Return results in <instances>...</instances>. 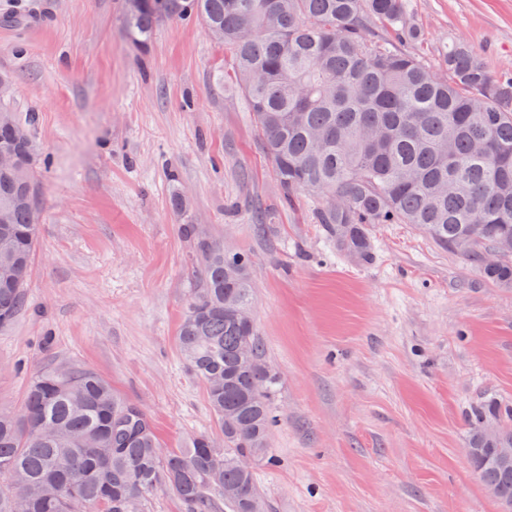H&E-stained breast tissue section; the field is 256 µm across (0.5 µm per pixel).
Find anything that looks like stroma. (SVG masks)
<instances>
[{"instance_id": "35a3bbf8", "label": "stroma", "mask_w": 512, "mask_h": 512, "mask_svg": "<svg viewBox=\"0 0 512 512\" xmlns=\"http://www.w3.org/2000/svg\"><path fill=\"white\" fill-rule=\"evenodd\" d=\"M430 63L464 37L512 72V0H408ZM125 0H0V71L40 158L26 305L0 328V412L31 376L79 366L151 416L163 443L213 432L176 347L200 235L252 258V317L279 380L269 512H501L467 454L475 408L512 405V288L409 224H378L358 263L283 195L230 61L198 22L149 45ZM189 202L171 208L173 194Z\"/></svg>"}]
</instances>
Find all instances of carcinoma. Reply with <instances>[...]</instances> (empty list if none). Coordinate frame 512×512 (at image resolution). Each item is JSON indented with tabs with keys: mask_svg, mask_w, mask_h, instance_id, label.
<instances>
[{
	"mask_svg": "<svg viewBox=\"0 0 512 512\" xmlns=\"http://www.w3.org/2000/svg\"><path fill=\"white\" fill-rule=\"evenodd\" d=\"M165 19L198 21L231 52L284 200L322 194L318 222L347 257L370 258L374 224H414L512 288V76L489 70L468 41L453 39L434 65L403 49L421 39L407 0H127L126 36L145 47ZM0 111V149L18 155V169L0 173V253L26 280L40 231L37 159L16 140L28 129L7 100ZM182 231L195 238L201 287L176 345L222 440L200 433L165 450L146 411L107 379L46 369L19 414H0V512H125L160 487L185 512H266L256 465L272 463L277 377L239 315L252 305V261L192 224ZM25 303V289L0 282V326ZM490 422L512 439V407L492 406L473 414L469 447H495L480 438ZM476 472L512 498V469Z\"/></svg>",
	"mask_w": 512,
	"mask_h": 512,
	"instance_id": "obj_1",
	"label": "carcinoma"
}]
</instances>
